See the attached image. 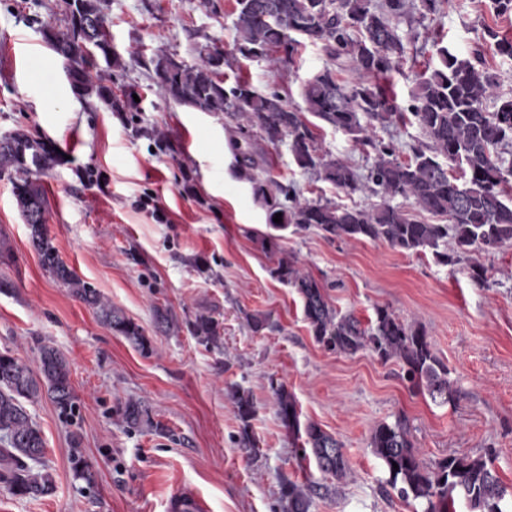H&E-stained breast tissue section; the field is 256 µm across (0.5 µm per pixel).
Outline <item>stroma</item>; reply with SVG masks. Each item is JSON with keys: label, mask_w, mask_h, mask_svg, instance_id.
Returning a JSON list of instances; mask_svg holds the SVG:
<instances>
[{"label": "stroma", "mask_w": 512, "mask_h": 512, "mask_svg": "<svg viewBox=\"0 0 512 512\" xmlns=\"http://www.w3.org/2000/svg\"><path fill=\"white\" fill-rule=\"evenodd\" d=\"M234 0H108V27L118 50L139 48L193 62L212 41L233 50ZM61 0H0V136L21 131L49 140L63 154L41 176L46 228L62 259L85 282L140 325L150 353L103 325L95 311L46 272L29 240L7 175H0V352L37 366L39 348L61 351L71 369L74 401L61 410L49 397L26 409L46 442L45 467L55 489L39 498L0 487V512H169L177 495L197 512H281L280 480L326 483L310 512H423L399 498L369 447L372 427L404 418L428 468L444 458L490 461L512 492V247L480 259L492 286L467 264H439L432 253H404L372 241H330L316 231L283 232L274 250L264 206L232 172L223 116L158 96L130 60L122 71L98 68L118 98L136 109L111 111L76 96L61 59L41 30L63 27ZM512 36L488 0H446L439 17L401 23L417 60L404 61L382 86L408 104L415 75L436 56V30L460 53L484 42L485 27ZM327 58L307 47L295 63L273 71L263 60L241 61L239 74L262 92L302 103L303 82ZM278 181L306 199L367 206L316 180L294 163L287 146L267 147ZM156 194L169 221L156 223L135 202ZM294 258L327 289L343 314L373 319L386 307L422 326L447 363L454 402L438 405L413 391L399 363L361 351L326 350L312 336L296 292L273 274L278 258ZM169 307L171 330L157 329L154 309ZM270 314L276 328L254 334L248 313ZM209 313L223 345L199 342L190 323ZM285 383L301 418L342 445L350 471L343 482L303 461L274 405L272 384ZM254 398L258 456L238 444L240 422L229 386ZM142 401L152 427L128 428L120 402ZM88 462L92 480L75 474Z\"/></svg>", "instance_id": "35a3bbf8"}]
</instances>
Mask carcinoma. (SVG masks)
<instances>
[{
  "instance_id": "cac0c4a2",
  "label": "carcinoma",
  "mask_w": 512,
  "mask_h": 512,
  "mask_svg": "<svg viewBox=\"0 0 512 512\" xmlns=\"http://www.w3.org/2000/svg\"><path fill=\"white\" fill-rule=\"evenodd\" d=\"M443 3L235 0L234 51L242 57L263 59L279 70L307 43L320 47L327 56L329 63L302 85V108L289 104L278 91H258L244 78L226 84L211 68L215 55L230 65L228 53L215 43L199 46L191 63L173 54L139 56L136 62L162 97L198 112L222 115L233 125L238 133L230 141L233 173L251 184L253 196L266 207L269 228L284 231L291 227L295 233L313 229L330 241H379L408 253L430 249L443 265L470 262L473 277L484 284L487 271L478 257L512 247V159L507 157L512 152V97L497 94L498 74L486 66L481 46L466 57L447 46L439 47L437 64L417 75L405 108L369 82L398 69L405 58L407 44L400 21L415 13L422 17L438 14ZM63 4L65 29L50 28L46 42L66 64L80 68L69 81L71 90L82 98L99 99L114 112L134 106L133 100L113 97L111 87L93 79V60L87 52L98 51L107 67L117 71L126 68L125 58L96 33H81L77 28L76 15L83 13L93 16L98 26H107L104 0H63ZM484 40L496 54L512 59L511 38L487 27ZM345 63L350 64L352 77L340 80L336 69ZM310 115L352 136L366 156L373 157L366 172L320 152L319 125L308 119ZM410 119L425 141L405 161L397 156L393 141L378 137L377 130ZM282 143L288 144L302 171L347 194L376 202L367 207H341L330 201L298 199L264 168L265 147ZM58 163L56 148L45 140L24 132L0 138V174L12 179L17 205L43 268L73 297L93 308L104 325L147 354L151 346L144 329L80 279L47 234L44 193L35 175ZM398 198L409 206L396 202ZM284 199L292 205L282 203ZM277 213L280 223L273 221ZM421 213L438 217L440 222L421 221ZM273 274L295 289L315 341L326 350L342 355L368 351L384 363L394 360L412 388L426 391L432 402L444 405L454 400L456 389L448 365L434 353L423 327L385 307L377 309L375 320L366 325L353 315L340 314L321 282L286 257L278 260ZM245 320L255 334L273 328L266 313H247ZM191 329L201 342L221 348V327L214 317L195 316ZM271 389L278 417L302 441V450H310L323 475L344 480L349 464L342 443L318 424L301 422L294 397L284 384H273ZM44 392L62 410L72 408L71 371L58 349L41 346L35 370L7 351L0 353V484L15 496L38 498L54 490L43 463L45 441L23 405L38 400ZM230 397L240 421L239 445L254 453L253 397L238 385L230 386ZM118 414L130 429L154 426L148 408L138 400L120 404ZM370 447L383 462L390 487L406 501L424 502L425 512H456L460 500L469 512H505L502 502L507 490L481 457L450 455L430 470L400 418L391 424H376ZM317 490L310 482L282 478V512H309Z\"/></svg>"
}]
</instances>
